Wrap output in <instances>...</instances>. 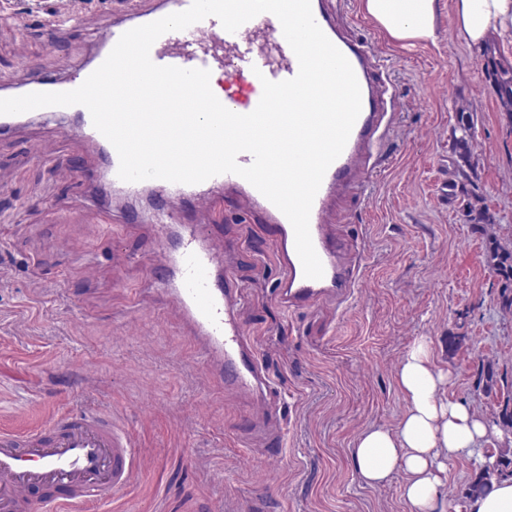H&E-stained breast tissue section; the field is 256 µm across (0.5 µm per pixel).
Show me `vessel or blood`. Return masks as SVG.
<instances>
[{"instance_id":"obj_1","label":"vessel or blood","mask_w":512,"mask_h":512,"mask_svg":"<svg viewBox=\"0 0 512 512\" xmlns=\"http://www.w3.org/2000/svg\"><path fill=\"white\" fill-rule=\"evenodd\" d=\"M191 3L155 0L143 16L150 23L186 10ZM311 8L319 27L351 64L362 102L348 142L327 169L310 213L311 238L324 268L323 277H305L291 223L245 179L222 174L193 185L160 179L145 184L170 199L172 206L163 214L167 221L175 217L174 204L198 194L204 195L212 209H219L214 194L227 188L236 192L239 215L261 212L279 259L277 298L287 309L307 307L353 288V271L343 259L347 245L332 230L331 203L344 195L367 193L394 118L391 84L374 48L345 35L326 0H311ZM124 31L121 24L105 27L98 35L99 50L93 63L76 67L65 62L68 79L38 80L29 84V92H64L79 87L96 65L105 61ZM150 58L161 66L210 71L223 67L235 77L238 88L226 93L222 103L238 114L255 109L262 95V79L278 82L298 72V60L281 24L270 13L256 16L234 33L225 31L214 17L166 33L153 44ZM70 134L104 154L107 176L114 187L135 195L145 186L119 178L118 153L94 128L89 111H82L80 124ZM208 232L201 224H179L175 247L159 246L152 265L163 274L162 288L195 336L204 341L207 353L223 357L225 387L251 396L268 394L269 382L239 317L234 275L225 268L222 254L212 247ZM140 467L141 453L128 430L105 412L55 414L23 433L0 430V512H30L35 505L41 512H88L92 506L105 512L131 485Z\"/></svg>"}]
</instances>
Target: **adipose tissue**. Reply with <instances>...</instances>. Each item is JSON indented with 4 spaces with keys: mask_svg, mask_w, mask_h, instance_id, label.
<instances>
[{
    "mask_svg": "<svg viewBox=\"0 0 512 512\" xmlns=\"http://www.w3.org/2000/svg\"><path fill=\"white\" fill-rule=\"evenodd\" d=\"M436 0H362L364 12L394 42L435 38ZM453 23L472 47L490 37L512 45V0H453ZM447 374L431 365L427 340L415 341L403 355L397 382L409 401L397 430L384 427L360 434L351 454L361 481L386 484L396 472L406 476L404 497L411 512H438L450 463L468 459L486 465L479 443L493 424L461 402L442 399Z\"/></svg>",
    "mask_w": 512,
    "mask_h": 512,
    "instance_id": "adipose-tissue-1",
    "label": "adipose tissue"
}]
</instances>
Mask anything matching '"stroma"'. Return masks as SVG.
Instances as JSON below:
<instances>
[{
    "label": "stroma",
    "instance_id": "35a3bbf8",
    "mask_svg": "<svg viewBox=\"0 0 512 512\" xmlns=\"http://www.w3.org/2000/svg\"><path fill=\"white\" fill-rule=\"evenodd\" d=\"M55 4L0 0V88L54 78L65 58L88 62L97 31L128 18L123 0H81L51 32L40 20ZM452 4L438 0L436 42L401 47L361 0H330L350 34L385 58L399 99L368 196L334 209L347 257L361 265L353 296L284 310L261 217L238 216L223 195L215 240L237 279L245 331L281 394L278 440L251 434L250 403L225 391L217 364L199 358L152 288L162 231L104 190L102 202L125 219L107 228L79 184L39 159L47 149L78 172L101 167L68 136L71 115L48 122L34 113L0 135V429L27 431L86 409L112 414L144 457L113 512H409L404 473L373 488L350 456L362 432L396 429L406 413L396 375L407 349L427 339L434 367L450 375L445 397L484 418L512 397V312L499 305L486 252L488 237L512 242V112L485 73L512 75V59L493 42L470 49ZM462 112L470 131L458 123ZM471 195L495 223L465 220Z\"/></svg>",
    "mask_w": 512,
    "mask_h": 512
}]
</instances>
